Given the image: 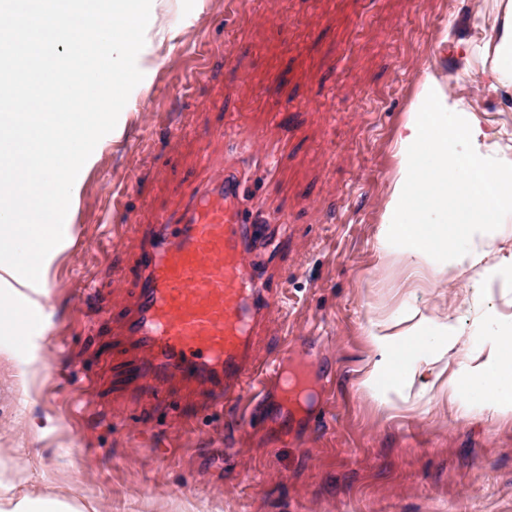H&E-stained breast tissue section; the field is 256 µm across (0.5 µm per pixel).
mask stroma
<instances>
[{
    "instance_id": "stroma-1",
    "label": "stroma",
    "mask_w": 512,
    "mask_h": 512,
    "mask_svg": "<svg viewBox=\"0 0 512 512\" xmlns=\"http://www.w3.org/2000/svg\"><path fill=\"white\" fill-rule=\"evenodd\" d=\"M506 0H156L171 32L148 34L144 78L116 128L82 171L71 234L50 258L43 300L51 332L47 369L33 396L41 435L20 421L27 349L12 346L13 314L0 311V459L21 451L44 491L81 490L95 512H512V419L481 401L457 409L432 387L438 371L418 354L414 377L374 392L363 385L375 355L370 323L409 316L449 323L467 342L463 368L486 346L483 311L512 321V280L466 269L445 297L405 283L378 235L394 142L429 67L480 122L488 154L512 156V91H487L475 70ZM447 32V43L437 35ZM214 98L219 108L203 107ZM227 132L276 150L231 153ZM206 145L211 166L195 163ZM235 171L275 250L282 305L260 336L287 350L315 420L272 431L230 417L174 422L164 397L131 389L112 321L96 319L129 291L132 224L174 205L183 182ZM295 435L284 442L282 433Z\"/></svg>"
}]
</instances>
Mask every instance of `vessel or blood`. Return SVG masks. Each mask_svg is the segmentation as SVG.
Instances as JSON below:
<instances>
[{"label":"vessel or blood","mask_w":512,"mask_h":512,"mask_svg":"<svg viewBox=\"0 0 512 512\" xmlns=\"http://www.w3.org/2000/svg\"><path fill=\"white\" fill-rule=\"evenodd\" d=\"M244 196L235 172L216 169L175 207L155 213L133 242L132 269L120 277L133 299L112 312L129 383L176 406L201 395L210 415L235 409L263 378L261 407L285 404L292 392L284 357L259 356V332L281 290L249 262L260 228L249 222Z\"/></svg>","instance_id":"vessel-or-blood-1"}]
</instances>
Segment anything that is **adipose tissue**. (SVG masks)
<instances>
[{"label": "adipose tissue", "instance_id": "ef3b65f1", "mask_svg": "<svg viewBox=\"0 0 512 512\" xmlns=\"http://www.w3.org/2000/svg\"><path fill=\"white\" fill-rule=\"evenodd\" d=\"M478 120L461 101L452 99L433 73L420 85L414 112L408 113L394 150L396 176L388 187L381 238H395L394 255L408 280H427L432 288L455 282L465 266H476L484 253L461 251V244L503 224L512 216V157L483 153ZM467 140V160L449 150V138ZM495 201H488V185ZM378 354L368 381L391 386L415 372L414 357L432 353L435 360L462 344L448 325L435 332L422 324L396 331L373 324ZM484 359L466 372H437L436 383L452 401L479 398L497 417H512V325L497 324L487 337ZM0 512H71L62 493L40 494L34 476L24 467L0 466Z\"/></svg>", "mask_w": 512, "mask_h": 512}]
</instances>
